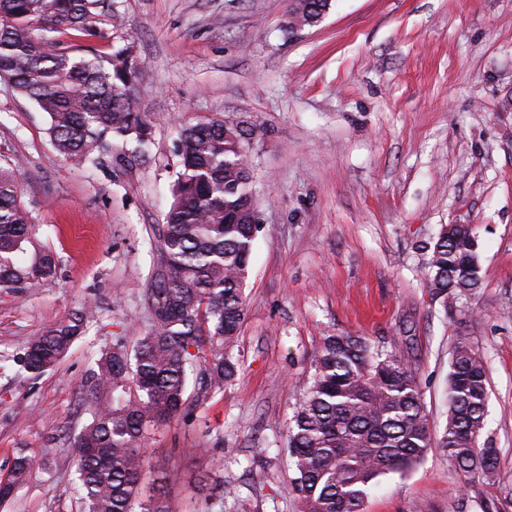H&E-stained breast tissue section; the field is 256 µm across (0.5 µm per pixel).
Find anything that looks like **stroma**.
I'll list each match as a JSON object with an SVG mask.
<instances>
[{"instance_id":"1","label":"stroma","mask_w":512,"mask_h":512,"mask_svg":"<svg viewBox=\"0 0 512 512\" xmlns=\"http://www.w3.org/2000/svg\"><path fill=\"white\" fill-rule=\"evenodd\" d=\"M103 37L51 33L54 48L144 66L143 156L114 142L96 168L54 149L48 116L0 83V163L15 174L57 273L0 290V475L32 464L0 512H80L72 439L82 384L113 337L144 324L155 235L171 203L178 126L252 129L261 230L245 290L237 380L192 416L150 431L143 491L166 477L174 512H302L283 452L287 424L329 331L369 338L415 364L434 433L447 419L450 350L467 341L488 368L483 442L492 479L438 450L380 478L363 512H512V0H331L286 33L294 0H112ZM469 224L482 285L447 305L426 286L425 243ZM90 305L66 357L39 378L21 363L49 325ZM223 471L234 494L213 489Z\"/></svg>"}]
</instances>
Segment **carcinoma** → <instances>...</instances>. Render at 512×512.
Segmentation results:
<instances>
[{
	"label": "carcinoma",
	"instance_id": "cac0c4a2",
	"mask_svg": "<svg viewBox=\"0 0 512 512\" xmlns=\"http://www.w3.org/2000/svg\"><path fill=\"white\" fill-rule=\"evenodd\" d=\"M328 7L330 0H296L288 27L305 26ZM103 17H116L110 0H0V80L48 115L55 149L79 165L100 164L114 139L135 141L141 154L150 142L133 90L142 61L132 46L110 59L77 58L50 49L42 35L80 30L96 37ZM247 136L243 125L224 120L180 132V171L144 291L147 326L131 341L116 337L95 361L89 419L73 438L82 512H173L164 478L139 501L148 432L192 415L239 375L235 347L259 229ZM35 234L14 173L0 164L1 290L33 288L54 277L56 258ZM428 249L427 288L443 306L448 292L479 287L471 225H440ZM93 315L84 306L47 327L27 347L24 368L40 376L55 367ZM197 363L203 369L191 400L188 370ZM487 384L482 358L456 341L448 418L436 436L408 356L349 332L323 336L287 428L293 488L305 512H363L378 478L412 471L433 447L465 479L493 476L497 450L480 444ZM31 463L18 454L10 476L0 480V502L12 496Z\"/></svg>",
	"mask_w": 512,
	"mask_h": 512
}]
</instances>
